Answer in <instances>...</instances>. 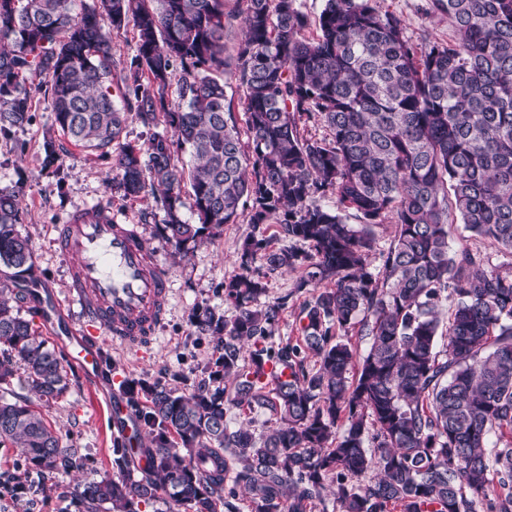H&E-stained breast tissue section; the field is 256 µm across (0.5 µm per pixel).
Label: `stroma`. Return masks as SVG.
<instances>
[{"label":"stroma","instance_id":"stroma-1","mask_svg":"<svg viewBox=\"0 0 512 512\" xmlns=\"http://www.w3.org/2000/svg\"><path fill=\"white\" fill-rule=\"evenodd\" d=\"M380 11L400 16L405 35L412 42L448 41L454 28L447 14L429 10V0H376ZM33 120L0 136V188L20 191L24 211L18 230L31 238L34 261L41 280L58 296H65L69 259L56 245L57 227L74 210L104 205L127 223L136 224L158 264L164 270L170 288L169 312L157 332L152 348L137 352L105 347L103 361L119 366L127 379L159 381L183 394L192 393L206 377V369L215 360L216 341L198 335L191 323L193 309L199 305L223 308L225 316L234 309L226 305L222 285L240 271L243 242L255 233L247 216L225 225L210 242L176 255L173 246L156 232L165 211L154 195L139 199L124 198L113 189L117 172L112 159L87 154L69 144L55 123L44 90L31 91ZM54 139L61 147V158L52 168H44V143ZM253 270L267 286V301L285 300L275 326V340L296 338L304 302L313 293L312 286H300V274L284 269L268 270L262 261H254ZM69 387L64 396L36 407L56 429L64 447L76 448L84 456L78 471L41 472L28 467L25 455L16 444H0V480L18 476L29 480L28 496L39 512H78L76 489L83 483L117 476L113 463L111 421L106 404L120 396L121 385L105 390L88 383L76 371L68 373Z\"/></svg>","mask_w":512,"mask_h":512}]
</instances>
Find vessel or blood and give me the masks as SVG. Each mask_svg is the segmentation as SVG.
<instances>
[{
	"mask_svg": "<svg viewBox=\"0 0 512 512\" xmlns=\"http://www.w3.org/2000/svg\"><path fill=\"white\" fill-rule=\"evenodd\" d=\"M58 245L71 257L66 298L33 284L32 308L52 326L71 365L93 381L113 383L101 360L104 345L147 347L164 319L169 289L137 225L118 223L111 209L88 208L70 214L58 228ZM78 310L65 315V307ZM112 436L128 440L133 427L121 400L108 406Z\"/></svg>",
	"mask_w": 512,
	"mask_h": 512,
	"instance_id": "b4317fda",
	"label": "vessel or blood"
}]
</instances>
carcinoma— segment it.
<instances>
[{"label":"carcinoma","mask_w":512,"mask_h":512,"mask_svg":"<svg viewBox=\"0 0 512 512\" xmlns=\"http://www.w3.org/2000/svg\"><path fill=\"white\" fill-rule=\"evenodd\" d=\"M240 2L0 0V136L32 121L26 84L39 78L72 144L117 151L123 197L160 193L158 231L178 253L234 223L243 199L249 223L273 220L285 241L244 242L241 272L222 284L233 316L195 308L196 332L216 339L208 382L187 396L158 381L126 385L149 445L114 444L119 476L85 483L79 499L104 512H238L243 490L249 512H313L331 481L339 512H512V492L489 479L512 483V260L449 245L459 220L512 256V0H430L456 37L420 48L373 0H324L313 22L300 0ZM240 16L244 36L228 55L224 32ZM129 23L137 55L124 72L110 31ZM231 81L244 92L245 144ZM303 115L329 136H301ZM131 116L152 131L144 149L122 141ZM161 124L169 132L154 131ZM328 196L332 209L317 203ZM20 220L18 192L0 188V264L34 282ZM381 224L395 235L379 251ZM258 257L270 271L303 269L302 287L331 284L306 304L296 344L272 340L285 302L261 301ZM4 292L0 442L24 448L33 469H79L29 398H7L17 366L46 403L69 382ZM355 326L372 339L363 357L341 340ZM244 407L273 425L259 437L230 429L227 414ZM369 471L376 481L361 484Z\"/></svg>","instance_id":"carcinoma-1"}]
</instances>
